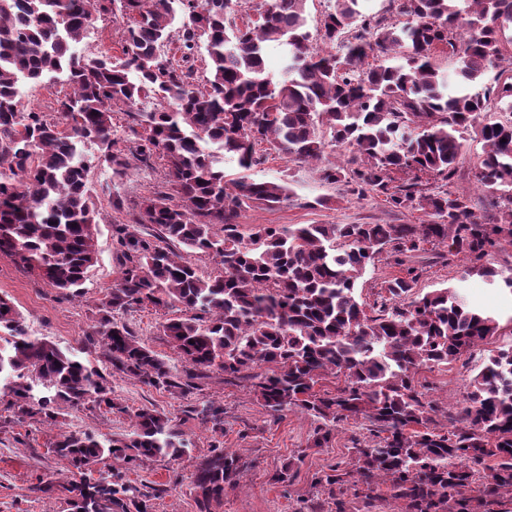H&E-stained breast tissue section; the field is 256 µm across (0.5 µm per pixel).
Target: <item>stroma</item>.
Returning a JSON list of instances; mask_svg holds the SVG:
<instances>
[{"label":"stroma","instance_id":"35a3bbf8","mask_svg":"<svg viewBox=\"0 0 512 512\" xmlns=\"http://www.w3.org/2000/svg\"><path fill=\"white\" fill-rule=\"evenodd\" d=\"M126 20L109 16L92 22L83 38L71 49L79 55L106 52L121 53ZM483 153V144L466 138L463 143L452 191L466 195L474 214L488 219L497 211L496 196L478 188L471 169ZM163 161L152 168L131 167L119 188L123 209H113L107 196H100L101 212L98 235V262L85 284L83 296L66 297L46 285L35 274L19 268L11 258L0 256V295L10 298L22 313L31 335L74 351L102 371L110 366L102 348L87 346L85 338L97 318V305L120 276L112 242L113 225L125 222L126 212L139 205L165 180ZM250 176L256 180L288 181L290 199L275 208L254 205L242 211L244 224H418L419 210H395L375 196L362 198L350 194L342 184H328L320 178V168L297 164L271 154L254 167ZM327 205H320V198ZM424 269L416 291L425 294L439 288L462 286L468 298L490 311L500 323V333L475 347L464 362L432 369L423 368L418 378L428 394L441 404L455 406L467 391L470 378L485 366L491 352L512 347V291L486 278L463 277L465 259L446 255L435 259L424 254ZM168 308L145 306L118 314L139 341L162 356L175 371L183 362L162 334L161 324L171 316ZM196 394L181 397L158 390L130 378L113 377L112 396L116 410L64 406L54 424L40 419L15 422L5 403H0V512H68L64 499L56 495L37 496L29 487L37 481L65 480L66 466L50 451L59 433L90 432L102 438L129 431L133 414L142 406H155L176 420L187 443L186 454L178 460L158 459L128 465L126 475L137 485L155 487L161 494L152 502L153 512H198L191 489V474L197 457L208 454L215 439L206 424L189 416L191 406L214 401L224 406V448L248 463L239 488L226 491L212 512H307L315 490L311 485L315 472L348 461L352 438L365 439V422L348 421L337 427L336 437L328 447L312 445L317 425L314 417L295 412L284 418L271 415L255 398L248 383L228 385L221 371H213L199 382ZM299 459V471L289 486L273 483L272 476L289 459Z\"/></svg>","mask_w":512,"mask_h":512}]
</instances>
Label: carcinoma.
Segmentation results:
<instances>
[{
    "label": "carcinoma",
    "instance_id": "cac0c4a2",
    "mask_svg": "<svg viewBox=\"0 0 512 512\" xmlns=\"http://www.w3.org/2000/svg\"><path fill=\"white\" fill-rule=\"evenodd\" d=\"M307 0H264L261 20L244 28V0H0V255L71 296L82 294L97 263L100 213L82 145L94 144L112 166V207L132 162L164 161L166 189L145 197L128 223L112 225L121 276L105 295L86 341L103 349L104 374L57 344L29 334L19 309L0 296V390L21 422L55 421L60 404L118 408L110 377L119 375L182 397L213 369L224 381L247 379L262 405L282 418L317 419L312 444L328 446L340 422L364 419L372 439L357 440L350 461L312 479L328 508L372 512L384 485L401 512H493L512 500V348L488 358L464 402L445 409L448 428H431L439 406L416 379L485 343L498 320L470 306L456 288L419 296V254L439 247L478 274L512 290L488 257L512 246V0H389L406 21L365 14L363 0H336L323 15L322 47L310 44ZM127 18L122 56L81 57L70 43L97 18ZM179 26H174L176 15ZM271 44L288 47L279 80L266 72ZM173 46V53L167 47ZM448 49L461 90L431 62ZM206 53L204 75L196 61ZM378 63L364 67L369 57ZM496 84L469 87L491 69ZM67 73L70 92L50 114L24 106L23 80ZM127 122L113 125V107ZM483 142L475 183L498 196L497 215L475 217L467 197L426 192L420 175L450 182L465 136ZM347 152L338 165L329 155ZM272 151L294 163H320L321 178L359 197H385L397 210H422L421 224L239 223L252 204L276 207L288 182H256L248 171ZM236 161L226 174L219 156ZM414 173L395 183L392 173ZM213 256L198 273L183 252ZM386 253L399 275L380 301H358L356 284ZM179 307L162 324L184 369L173 371L114 314L141 306ZM262 366V373L255 369ZM336 380L333 390L323 380ZM224 436V407L197 410ZM187 443L155 407L133 415L132 430L100 440L65 433L52 452L81 474L58 486L71 512H151V495L123 466L180 458ZM107 476L88 473L103 460ZM245 463L219 445L196 459L199 512L240 486Z\"/></svg>",
    "mask_w": 512,
    "mask_h": 512
}]
</instances>
